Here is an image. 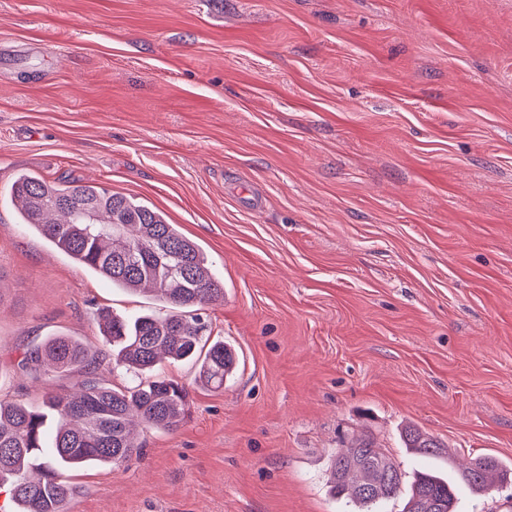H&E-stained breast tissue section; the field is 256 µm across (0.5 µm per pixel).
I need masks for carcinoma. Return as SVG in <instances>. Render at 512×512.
<instances>
[{
  "mask_svg": "<svg viewBox=\"0 0 512 512\" xmlns=\"http://www.w3.org/2000/svg\"><path fill=\"white\" fill-rule=\"evenodd\" d=\"M11 200L28 226L77 264L130 291L156 294L162 315L100 316L112 347V369L140 373L166 360L200 364L199 381L216 389L237 368L233 349L203 339L198 308L224 297L201 247L164 214L95 183L48 182L18 174ZM18 366L79 377L69 393L52 392L38 405L0 400V488L14 512H65L74 488L66 471L91 464L121 465L141 454L134 424L173 431L190 408L187 387L157 376L117 390L97 379L99 354L90 344L57 336L26 349ZM403 447L425 457L446 454L445 445L413 425ZM512 470L492 457L462 467L458 483L437 471L414 477L403 512H456L458 485L481 492L504 483ZM403 484L398 465L367 436L351 439L332 460L331 491L364 512L396 496Z\"/></svg>",
  "mask_w": 512,
  "mask_h": 512,
  "instance_id": "cac0c4a2",
  "label": "carcinoma"
}]
</instances>
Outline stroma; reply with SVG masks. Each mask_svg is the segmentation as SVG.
I'll use <instances>...</instances> for the list:
<instances>
[{
    "instance_id": "35a3bbf8",
    "label": "stroma",
    "mask_w": 512,
    "mask_h": 512,
    "mask_svg": "<svg viewBox=\"0 0 512 512\" xmlns=\"http://www.w3.org/2000/svg\"><path fill=\"white\" fill-rule=\"evenodd\" d=\"M161 211L224 283L200 316L231 344L142 455L74 470L68 512H358L331 460L401 431L512 464V0H0V399L72 377L19 369L100 312L161 311L19 224L16 175Z\"/></svg>"
}]
</instances>
